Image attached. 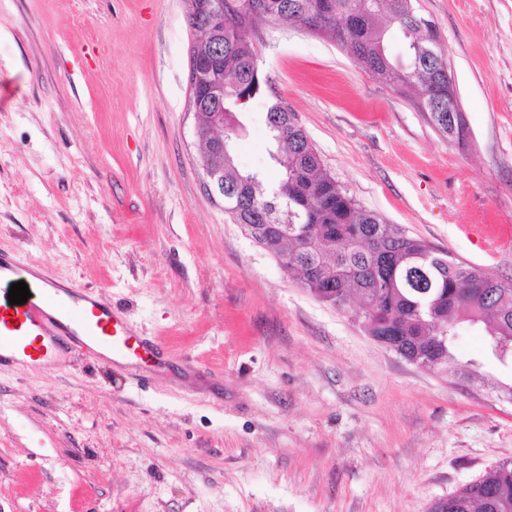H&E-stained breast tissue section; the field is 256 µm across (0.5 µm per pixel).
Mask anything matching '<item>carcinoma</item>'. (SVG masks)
Returning a JSON list of instances; mask_svg holds the SVG:
<instances>
[{"mask_svg":"<svg viewBox=\"0 0 512 512\" xmlns=\"http://www.w3.org/2000/svg\"><path fill=\"white\" fill-rule=\"evenodd\" d=\"M246 0H224V34L194 48L204 65L224 72V101L214 103L206 81L194 86L198 111L224 112V213L245 224L260 245L288 256L313 296L338 309L357 303L370 336L391 343L410 362L454 363L453 373L475 377L476 361L457 360L450 345L460 324L480 326L489 350L512 361V280L466 265L450 253L413 237L363 210L322 168L304 128L280 99L266 112L271 132L267 153L280 171L268 188L257 173L241 172L234 159L243 130L238 115L260 90L253 45L242 31L255 19L299 25L332 6L324 36L346 49L379 82L418 89L420 111L443 134L448 114V62L438 34L413 0H259L257 16L240 13ZM402 45V59L390 55ZM298 229L270 239L263 227L272 210ZM430 512H512V460L496 463L479 479L437 500Z\"/></svg>","mask_w":512,"mask_h":512,"instance_id":"obj_1","label":"carcinoma"}]
</instances>
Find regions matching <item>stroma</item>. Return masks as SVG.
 <instances>
[{"instance_id":"1","label":"stroma","mask_w":512,"mask_h":512,"mask_svg":"<svg viewBox=\"0 0 512 512\" xmlns=\"http://www.w3.org/2000/svg\"><path fill=\"white\" fill-rule=\"evenodd\" d=\"M466 134L296 25L246 29L266 85L239 169L275 184L265 116L297 113L364 209L512 278V0H414ZM185 0H0V249L120 307L170 356L0 366V512H428L512 459V365L462 326L479 379L368 336L203 190Z\"/></svg>"}]
</instances>
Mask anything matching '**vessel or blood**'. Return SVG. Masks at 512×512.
Instances as JSON below:
<instances>
[{
    "mask_svg": "<svg viewBox=\"0 0 512 512\" xmlns=\"http://www.w3.org/2000/svg\"><path fill=\"white\" fill-rule=\"evenodd\" d=\"M34 274L32 266L0 253V364H52L64 340L87 351L110 347L116 365L133 358L164 364L160 343L137 336L120 309L86 289L48 280L26 303L10 305L12 283Z\"/></svg>",
    "mask_w": 512,
    "mask_h": 512,
    "instance_id": "b4317fda",
    "label": "vessel or blood"
}]
</instances>
